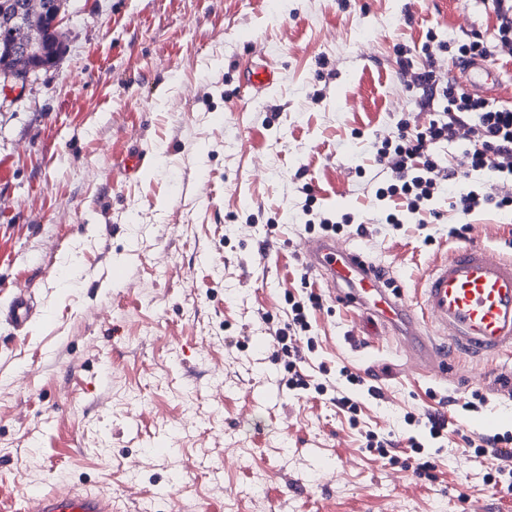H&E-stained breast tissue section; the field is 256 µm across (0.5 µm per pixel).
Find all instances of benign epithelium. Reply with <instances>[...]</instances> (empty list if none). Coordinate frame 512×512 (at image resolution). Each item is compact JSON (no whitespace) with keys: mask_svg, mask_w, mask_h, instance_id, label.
<instances>
[{"mask_svg":"<svg viewBox=\"0 0 512 512\" xmlns=\"http://www.w3.org/2000/svg\"><path fill=\"white\" fill-rule=\"evenodd\" d=\"M15 11L7 12L0 22L4 35L3 65L8 68L5 88H24L39 73L59 65V49L62 43V27L65 21L63 9H48L46 0H12Z\"/></svg>","mask_w":512,"mask_h":512,"instance_id":"1","label":"benign epithelium"}]
</instances>
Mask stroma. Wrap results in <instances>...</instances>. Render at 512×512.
I'll list each match as a JSON object with an SVG mask.
<instances>
[{
	"mask_svg": "<svg viewBox=\"0 0 512 512\" xmlns=\"http://www.w3.org/2000/svg\"><path fill=\"white\" fill-rule=\"evenodd\" d=\"M57 69L0 96V308L27 288L49 319H0V500L58 485L109 488L116 512H512L508 478L463 435L512 432L485 373L512 356L408 371L395 337L352 331L358 309L320 295L312 365L383 392L358 425L328 396L281 386L273 333L308 265L315 212L411 298L426 267L468 239L512 256V214L490 209L393 230L358 172L398 119L427 121L405 90L427 32L494 36L483 0H68ZM405 45L398 56L396 45ZM264 60L276 86L239 71ZM147 155L139 175L118 162ZM366 237H355V224ZM75 256L73 276L61 266ZM482 404L466 409L472 393ZM448 399L440 463L417 475L364 447L402 439L403 415ZM142 464L129 471L134 458Z\"/></svg>",
	"mask_w": 512,
	"mask_h": 512,
	"instance_id": "1",
	"label": "stroma"
}]
</instances>
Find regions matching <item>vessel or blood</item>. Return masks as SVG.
Segmentation results:
<instances>
[{
    "mask_svg": "<svg viewBox=\"0 0 512 512\" xmlns=\"http://www.w3.org/2000/svg\"><path fill=\"white\" fill-rule=\"evenodd\" d=\"M500 79L496 70L476 59L462 67L460 87L487 91ZM276 70L252 65L243 73L246 88L262 92L276 84ZM309 267L332 299L362 309L398 332L408 368L444 375L451 369L447 351L472 358L512 353V257L475 243L458 245L447 258L424 271L414 300L391 292L387 278L360 248L333 236L303 243ZM42 312L30 294L17 290L6 320L24 330ZM7 512H112L101 492L37 491L11 500Z\"/></svg>",
    "mask_w": 512,
    "mask_h": 512,
    "instance_id": "vessel-or-blood-1",
    "label": "vessel or blood"
}]
</instances>
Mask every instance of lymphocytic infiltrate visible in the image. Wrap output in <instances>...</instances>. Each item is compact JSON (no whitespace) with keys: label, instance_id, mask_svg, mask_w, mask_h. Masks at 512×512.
<instances>
[{"label":"lymphocytic infiltrate","instance_id":"1","mask_svg":"<svg viewBox=\"0 0 512 512\" xmlns=\"http://www.w3.org/2000/svg\"><path fill=\"white\" fill-rule=\"evenodd\" d=\"M406 90L416 108L427 114L428 121L420 130L412 131L406 120H399L396 133L377 143L371 156L373 168L383 176L374 196L386 211L387 224L400 230L407 224L432 223L440 217L433 203L445 194L451 197L449 209L462 217L490 208L512 211V106L501 107L481 96L465 93L455 79L443 78L431 62L419 70L414 83L407 85ZM463 137L475 142L474 150L469 153L468 175L488 170L499 173L503 181L497 191L473 187L449 194V187L457 182L456 173L432 149ZM287 302L288 320L276 329L274 336L278 352L285 359V386L291 391L332 393L337 409L357 418L358 391H366L377 399L381 396L380 389L366 385L364 379L344 368L339 375L345 385L337 391L331 390L328 381L307 373L300 365L296 342L302 339L307 348H315L308 313L319 307L320 298L310 293L301 299L288 297ZM404 422L409 429L405 447H398L395 440L372 430L365 433V446L391 461L407 455L415 462V473L426 474L435 469L436 462L425 455V444L446 438L448 419L439 410L426 409L406 412ZM464 442L475 457L491 458L497 475L512 477L511 433L468 436Z\"/></svg>","mask_w":512,"mask_h":512}]
</instances>
